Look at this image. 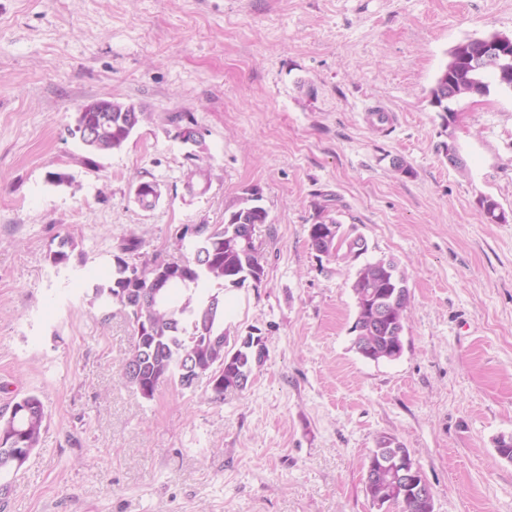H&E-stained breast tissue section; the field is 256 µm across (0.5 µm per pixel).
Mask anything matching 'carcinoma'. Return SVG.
I'll return each instance as SVG.
<instances>
[{
  "instance_id": "obj_1",
  "label": "carcinoma",
  "mask_w": 512,
  "mask_h": 512,
  "mask_svg": "<svg viewBox=\"0 0 512 512\" xmlns=\"http://www.w3.org/2000/svg\"><path fill=\"white\" fill-rule=\"evenodd\" d=\"M453 93L450 102H458L475 95L472 90L471 74L466 68L447 62L429 90L430 105ZM127 104L114 102L110 112H86L83 117L95 124L92 135L84 147L92 154L100 155L121 149L132 132L122 124L123 110ZM255 194L241 198L237 207L230 212L227 221L219 227L196 224L191 230L194 236V250H206L207 258L193 266L188 281L176 285L178 292L170 293L162 304H151L142 311L150 323V336L138 339L137 326L130 323L134 339L133 349L123 367V377L133 384L131 371L141 375L143 387L154 393L159 384L176 381L185 389V368L196 358L207 364L205 371L222 370L224 367V346L214 344V339L224 336V298L220 287L228 283L239 285L237 278L248 269L264 270L261 255L255 244L244 249L231 242L232 227L242 222L264 224L267 211L258 204ZM328 223L337 227V233L329 239L309 236L312 247L319 253L336 259L345 251V240L352 233L342 229L335 219ZM142 242L136 238L122 240L116 249L115 266L111 280L94 288V298L105 304H124L119 289L131 288L136 293H147L154 286L156 276L165 261L134 262ZM133 267L136 277L126 278L128 267ZM214 284L216 288L209 289ZM392 285L391 272L384 266L361 265L357 268L351 290L356 304V319L352 331L356 332L355 349L364 352V358L374 362L385 359V348L391 341L389 326L379 321L376 300L386 297ZM238 364L223 370L222 378L227 379L234 372L252 374L254 357L244 354L237 358ZM46 422L44 406L36 395H30L16 403L9 416L0 415V470L15 467L13 449L35 448ZM373 496L382 498V505L395 512H422L409 499L392 496V474L386 469L376 470Z\"/></svg>"
}]
</instances>
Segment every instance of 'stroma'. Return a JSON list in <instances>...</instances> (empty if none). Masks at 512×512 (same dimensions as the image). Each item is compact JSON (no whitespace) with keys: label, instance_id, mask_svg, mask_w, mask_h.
<instances>
[{"label":"stroma","instance_id":"obj_1","mask_svg":"<svg viewBox=\"0 0 512 512\" xmlns=\"http://www.w3.org/2000/svg\"><path fill=\"white\" fill-rule=\"evenodd\" d=\"M490 32L512 35V0H0V413L35 395L47 414L0 512H379L363 479L384 437L435 512H512V94L448 125L428 102L449 51ZM97 99L145 117L91 166L66 128ZM255 190L264 277L225 287L224 334L261 337L264 361L221 400L203 379L143 398L120 376L126 311L93 299L116 245L193 258L186 228ZM320 204L407 278L396 360L353 347L357 265L311 247Z\"/></svg>","mask_w":512,"mask_h":512}]
</instances>
